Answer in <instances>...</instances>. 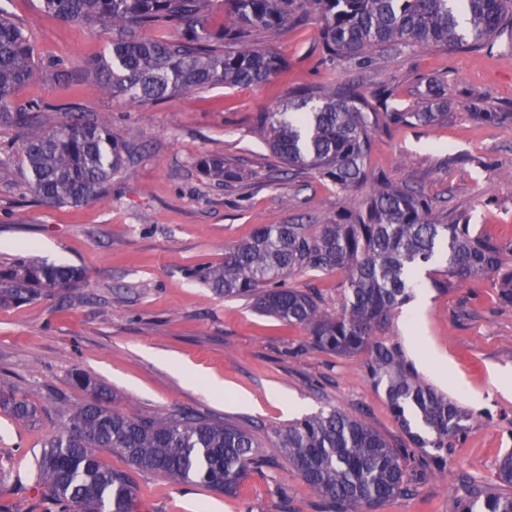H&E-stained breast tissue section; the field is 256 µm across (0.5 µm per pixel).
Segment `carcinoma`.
Masks as SVG:
<instances>
[{
    "label": "carcinoma",
    "mask_w": 512,
    "mask_h": 512,
    "mask_svg": "<svg viewBox=\"0 0 512 512\" xmlns=\"http://www.w3.org/2000/svg\"><path fill=\"white\" fill-rule=\"evenodd\" d=\"M209 0H40L57 18L100 24L121 33L110 59L99 64L92 87L130 102L157 101L209 84L255 85L277 74L283 58L252 45L253 33L288 23L295 0H224L231 24L215 25ZM321 21L329 56L366 62L385 48L445 46L480 49L512 35V0H304ZM163 25L178 36L135 41L134 29ZM35 51L0 9V124L43 125L50 109L18 106L16 88L33 77ZM381 113L353 83L306 86L276 112H259L254 130L281 163L310 169L343 190L371 184L356 209L321 224H269L224 252V262L200 271L201 280L226 297L247 298L264 314L304 326L312 347L340 357L365 354V370L385 387L388 407L405 435L392 443L367 421L331 409L276 431L277 447L329 512H361L413 492L407 469L410 448L422 465L444 473L448 448L465 435L469 414L417 374L401 348L385 336L396 310L411 298L426 270L439 292L481 276L496 277L501 299L512 305V240L476 233L463 214L444 223L408 188L390 186L367 167L370 139ZM447 116L428 105L421 112H391L395 121L431 125ZM127 147L108 122H84L73 112L41 135L22 141L27 182L45 204L79 206L104 194L125 166ZM220 181L236 179L224 158L202 161ZM338 272V306H323L315 286L287 285L298 274ZM81 269L19 260L0 274V304L24 302L43 288H69ZM94 398L66 411L62 431L37 460L43 488L62 512H134V474L151 471L174 481L197 480L237 493L263 458L246 429L185 412L165 418L129 415L107 394L78 377ZM0 409L29 421L35 407L25 396L0 392ZM117 451L127 468L105 464L100 453ZM499 484L474 486L459 512H512V450L498 463Z\"/></svg>",
    "instance_id": "carcinoma-1"
}]
</instances>
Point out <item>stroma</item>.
<instances>
[{
  "label": "stroma",
  "instance_id": "stroma-1",
  "mask_svg": "<svg viewBox=\"0 0 512 512\" xmlns=\"http://www.w3.org/2000/svg\"><path fill=\"white\" fill-rule=\"evenodd\" d=\"M35 50L34 76L17 104L77 105L109 120L128 146L124 170L103 197L80 206H47L24 177V130L0 126V271L17 260L76 266L84 278L68 290L0 306V387L27 396L34 424L0 411V512H59L34 479L45 438L58 434L65 405L88 394L85 376L106 388L115 409L161 418L177 410L251 430L265 456L236 495L157 473L135 476L136 512H326L276 446L291 422L285 399L303 414L331 407L367 420L386 439L403 433L363 356L312 347L305 327L256 312L203 284L197 268L224 261V250L264 224H318L351 209L370 185L349 191L314 171L288 173L253 130V118L311 85L358 82L366 95L389 94L392 112L424 108L426 85H443L447 118L429 125L388 123L371 138L369 169L418 190L436 217L463 213L479 232L512 237V40L479 51L414 47L375 52L360 65L327 60L311 12L256 46L279 52L282 74L249 86L215 84L158 102L132 103L91 89L95 65L112 46L111 29L66 22L38 0H0ZM485 112L498 121L482 120ZM223 156L230 184L205 176L198 162ZM426 309L409 322L395 315L389 336L420 377L470 415V430L448 450L445 474L378 512H457L470 485L497 481L512 449V305L492 278L440 293L422 282ZM223 382L211 396L206 378Z\"/></svg>",
  "mask_w": 512,
  "mask_h": 512
}]
</instances>
